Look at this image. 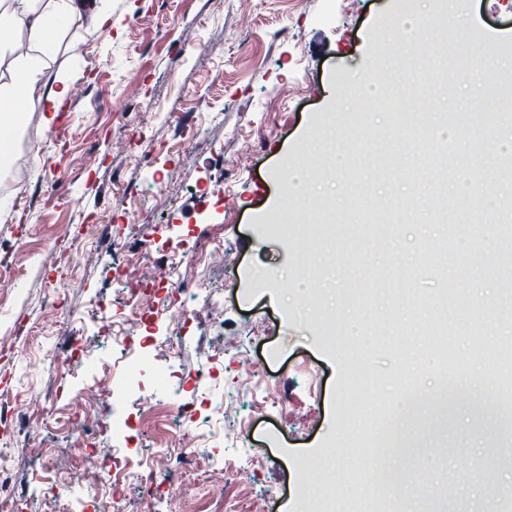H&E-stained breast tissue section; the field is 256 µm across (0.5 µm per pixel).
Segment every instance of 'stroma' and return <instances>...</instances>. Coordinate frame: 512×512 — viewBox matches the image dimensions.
Masks as SVG:
<instances>
[{
	"label": "stroma",
	"mask_w": 512,
	"mask_h": 512,
	"mask_svg": "<svg viewBox=\"0 0 512 512\" xmlns=\"http://www.w3.org/2000/svg\"><path fill=\"white\" fill-rule=\"evenodd\" d=\"M111 36L66 32L51 70L72 79L68 138L45 129L39 105H26L15 129L14 158L25 163V209L0 211V256L24 275L0 293V334L54 322L52 334L25 337L24 354L0 358V389L36 391L56 412L77 405L91 374L52 371L49 355L68 336L83 339L88 358L112 356L128 376L116 397L92 411L98 430L121 409L130 420L128 448L161 454L169 392H177L201 441L192 452L215 466L239 460L214 498H201L183 469L172 481L178 498H158V512H321L325 498L350 499L336 480L346 442H362L363 422L346 417L361 374L375 379L372 399L390 412L389 387L408 365L426 385L454 381L468 366L469 337L455 329V349L429 345L406 328L408 352L379 342L375 323L392 304L369 313L336 314L324 285L350 295L385 293L382 275L404 267L413 300L426 305L452 288H473L471 251L493 261L486 283L493 304L512 298V240L498 228L512 222V144L501 134L512 121V94L497 92L490 111L467 79L471 55L500 82L499 58L512 57V0H459L455 21L426 0L427 23L405 33L403 0H109ZM451 43L452 54L439 46ZM433 114L441 128L415 124ZM199 132L189 153L186 130ZM156 147L144 156L143 144ZM325 186L314 196L308 175ZM475 178L482 205L465 214L450 196L458 179ZM167 202L155 204L157 183ZM224 186L223 196L209 185ZM78 243L68 268L45 266L43 243L59 225ZM283 224L336 227L333 239L308 245L280 232ZM383 245L371 249L367 225ZM224 240V261L209 272L220 292L222 320L203 302L187 323L160 320L159 332H180L178 354L155 348L145 328L129 331L144 361L127 365L99 331L105 316L124 319L118 268L157 287L156 267L173 251L188 255ZM111 303L101 312V299ZM512 395L478 415L456 407L450 420L432 415L404 433L411 449L432 452L389 462L385 440L373 462L387 492L386 512H399L407 488L424 491L433 512H512V461L496 452ZM31 439L5 424L0 449L11 457L14 512H40L60 479L71 482L73 512H99L78 471L65 430L30 416ZM456 455H448V448ZM325 469L326 482L312 480Z\"/></svg>",
	"instance_id": "1"
}]
</instances>
